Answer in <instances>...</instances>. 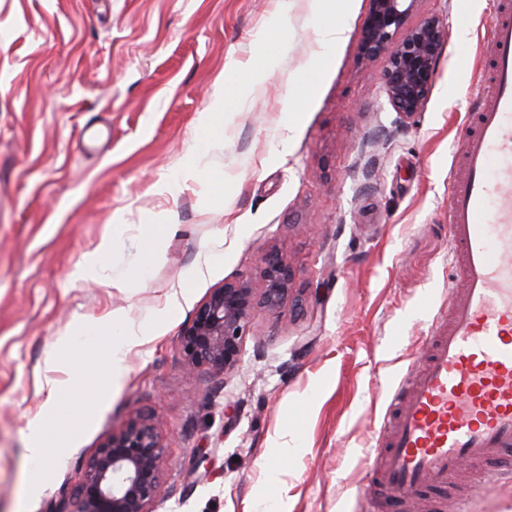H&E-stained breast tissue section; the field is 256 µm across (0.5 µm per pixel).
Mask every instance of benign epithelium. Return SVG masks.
Masks as SVG:
<instances>
[{
	"label": "benign epithelium",
	"mask_w": 512,
	"mask_h": 512,
	"mask_svg": "<svg viewBox=\"0 0 512 512\" xmlns=\"http://www.w3.org/2000/svg\"><path fill=\"white\" fill-rule=\"evenodd\" d=\"M422 0H369L360 56L383 60L382 93L401 126L422 111L436 82L447 38L444 18L419 14ZM295 290L294 272L275 247L261 249L257 274L213 289L179 335L185 370L234 372L256 307L281 311ZM165 453L161 421L138 411L107 436L87 460L82 477L62 493L55 512H152L163 493Z\"/></svg>",
	"instance_id": "1"
}]
</instances>
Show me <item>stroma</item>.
<instances>
[{"label": "stroma", "mask_w": 512, "mask_h": 512, "mask_svg": "<svg viewBox=\"0 0 512 512\" xmlns=\"http://www.w3.org/2000/svg\"><path fill=\"white\" fill-rule=\"evenodd\" d=\"M491 5L422 0L448 38L426 107L395 127L381 62L359 57L368 0H0V512H50L138 410L164 422L173 492L155 512H355L389 388L421 367L453 286L448 180ZM264 243L294 297L254 310L233 374H187L196 305L256 273ZM92 255L97 282L79 274ZM131 331L145 339L103 392ZM61 386L67 429L33 428Z\"/></svg>", "instance_id": "obj_1"}]
</instances>
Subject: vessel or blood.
Masks as SVG:
<instances>
[{"mask_svg": "<svg viewBox=\"0 0 512 512\" xmlns=\"http://www.w3.org/2000/svg\"><path fill=\"white\" fill-rule=\"evenodd\" d=\"M481 100L448 186L458 282L426 363L392 391L375 477L397 500L462 469L512 484V0H496Z\"/></svg>", "mask_w": 512, "mask_h": 512, "instance_id": "vessel-or-blood-1", "label": "vessel or blood"}]
</instances>
